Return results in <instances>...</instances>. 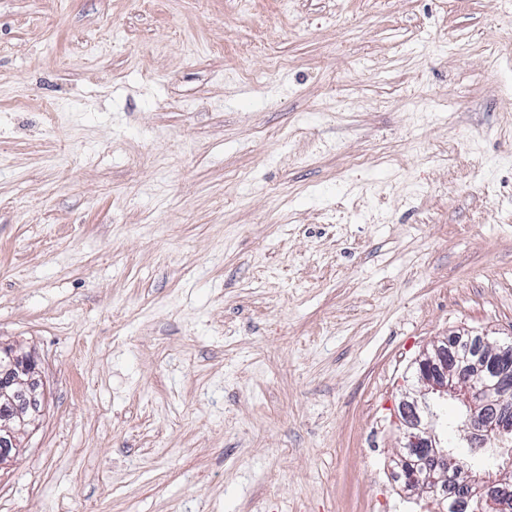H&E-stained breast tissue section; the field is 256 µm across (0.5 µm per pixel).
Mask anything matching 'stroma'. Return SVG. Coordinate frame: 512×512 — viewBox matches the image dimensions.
<instances>
[{
  "mask_svg": "<svg viewBox=\"0 0 512 512\" xmlns=\"http://www.w3.org/2000/svg\"><path fill=\"white\" fill-rule=\"evenodd\" d=\"M512 336V0H0V512H437L408 366ZM7 358L0 363V469L19 450L20 437L37 425L45 394L36 379L38 364L30 352L2 347Z\"/></svg>",
  "mask_w": 512,
  "mask_h": 512,
  "instance_id": "35a3bbf8",
  "label": "stroma"
}]
</instances>
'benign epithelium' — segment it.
<instances>
[{
    "label": "benign epithelium",
    "instance_id": "obj_1",
    "mask_svg": "<svg viewBox=\"0 0 512 512\" xmlns=\"http://www.w3.org/2000/svg\"><path fill=\"white\" fill-rule=\"evenodd\" d=\"M446 340H437L414 360L411 382L401 393L396 414L399 445L403 453L422 459L426 474L403 471L406 489L439 493L438 477L451 472L453 489L448 503L455 512L472 509L483 512H512V346L493 343L492 354L473 368L464 356L448 357ZM6 360L0 363V469L19 450L20 437L36 427L42 416L45 394L36 379L34 355L13 347L3 348ZM457 397L467 406L460 427L468 447L479 451L495 445L503 448L502 465L495 473L474 475L460 470L458 460L449 456L447 440L431 411L432 402Z\"/></svg>",
    "mask_w": 512,
    "mask_h": 512
}]
</instances>
